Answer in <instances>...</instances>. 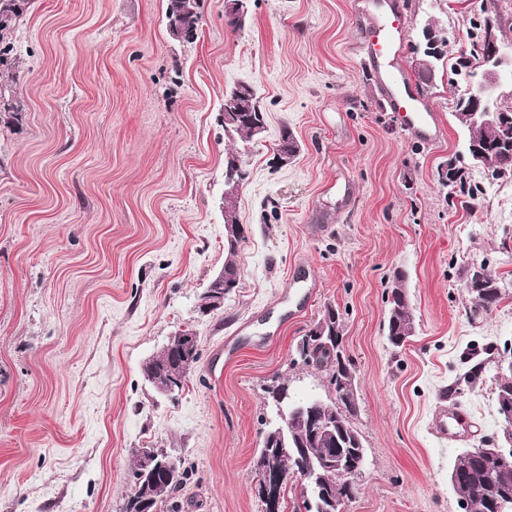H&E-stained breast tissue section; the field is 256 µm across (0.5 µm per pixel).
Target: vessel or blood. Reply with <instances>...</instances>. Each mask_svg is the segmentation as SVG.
<instances>
[{"instance_id": "obj_1", "label": "vessel or blood", "mask_w": 512, "mask_h": 512, "mask_svg": "<svg viewBox=\"0 0 512 512\" xmlns=\"http://www.w3.org/2000/svg\"><path fill=\"white\" fill-rule=\"evenodd\" d=\"M404 10L397 0H389L366 29L363 51L368 69L383 91V98L401 125L418 140L433 142L438 123L416 90L400 73L398 59L404 47Z\"/></svg>"}]
</instances>
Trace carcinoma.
<instances>
[{"label": "carcinoma", "instance_id": "1", "mask_svg": "<svg viewBox=\"0 0 512 512\" xmlns=\"http://www.w3.org/2000/svg\"><path fill=\"white\" fill-rule=\"evenodd\" d=\"M26 0H0V70H10V47L12 33L17 21L23 14ZM198 0H167L168 33L179 41L195 39L200 25V15L197 12ZM462 125L468 127V153L470 157L491 169L494 179L512 177V157L499 150L487 148L488 132L484 128L468 125L464 117H459ZM264 125L263 112L258 104L251 87L240 85L235 91L224 96V134L228 137H239L250 140L261 133ZM442 187L448 183L459 191H468L470 195L481 193V188L470 184L463 172L449 166L445 177L439 178ZM235 195L224 196V242L227 252L223 271L231 276V282L238 284V268L234 261L237 246L241 241L232 234L227 226L237 224L235 217ZM405 274L394 273L395 285L391 291V300L384 324L386 338L395 348H401L413 336V320L410 305L406 297L402 279ZM467 282L471 287L467 293L475 301L476 308L489 311L502 300L501 282L480 265L472 270ZM319 334L311 339L307 351L296 350L301 363L326 372L329 385L335 393V401L328 404L318 398L297 401L291 397L288 384L279 383L267 389L270 401L279 397L285 398L288 409L293 411L300 407H314L315 411L326 419L340 425L345 434L361 441V436L354 427L352 419L357 414L356 407L348 404L340 395L341 384L347 379H355L354 365L346 356L343 345L344 325L339 312L327 308L317 322ZM157 360L165 365L164 373L152 382L153 387L163 386L168 382L184 380L181 367V355L178 349L163 350L157 355ZM277 428H271L265 435L260 454H276V449L288 448V455L281 457L280 466L288 477H302V462L316 461L324 456L332 455L338 448L334 437L330 435L311 436L305 429L294 424L284 432L283 440L275 438ZM134 456L133 482L125 501L123 512H152L154 505L164 496L177 491L183 485L184 473L179 465L171 460L168 470L153 474L141 468L139 449H132ZM451 469L458 474L459 484L455 494L464 498L467 512H512V468L500 469L489 456L476 455L469 450L457 454Z\"/></svg>", "mask_w": 512, "mask_h": 512}]
</instances>
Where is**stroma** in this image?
Instances as JSON below:
<instances>
[{"mask_svg":"<svg viewBox=\"0 0 512 512\" xmlns=\"http://www.w3.org/2000/svg\"><path fill=\"white\" fill-rule=\"evenodd\" d=\"M362 0H198L193 41L167 33L166 0H27L13 38L0 123V512H122L132 449L178 463L158 512H266L255 462L278 418L265 393L331 401L325 372L297 363L301 336L339 311L358 381L353 424L367 461L346 512H465L455 455L502 435L496 362L512 352V179L478 199L448 195L438 171L470 165L455 108L483 0H410L400 67L425 21L448 29L449 63L422 98L438 118L416 141L363 70ZM245 83L266 117L244 143L224 135L227 89ZM290 131L301 150L278 166ZM246 178L237 288L198 314L223 268L224 161ZM321 225L311 235L309 225ZM507 294L470 317L471 264ZM415 334L385 336L395 271ZM199 359L182 392L158 396L142 364L183 327ZM486 362L469 386L470 352ZM469 431L442 439L437 406Z\"/></svg>","mask_w":512,"mask_h":512,"instance_id":"35a3bbf8","label":"stroma"}]
</instances>
